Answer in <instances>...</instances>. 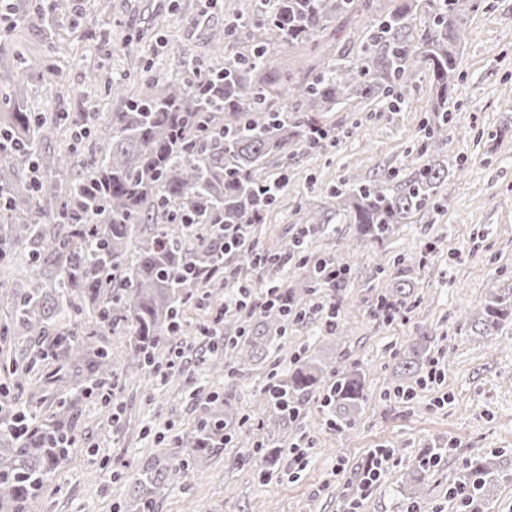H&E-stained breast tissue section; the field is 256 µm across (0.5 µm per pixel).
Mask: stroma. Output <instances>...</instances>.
<instances>
[{
	"label": "stroma",
	"mask_w": 512,
	"mask_h": 512,
	"mask_svg": "<svg viewBox=\"0 0 512 512\" xmlns=\"http://www.w3.org/2000/svg\"><path fill=\"white\" fill-rule=\"evenodd\" d=\"M67 13L54 38L41 27L18 26L12 50L38 64L23 77L30 111L63 112L90 126L123 109L109 82L131 81L145 95L144 69L157 78L187 81L223 65L211 42L213 28L255 14L257 0H66ZM461 78L448 104L450 142L439 156L448 175L434 203L400 225L394 237L366 246L351 260L337 289L342 331L330 335L317 297L301 294L309 310L289 325L285 346L258 365L227 378L204 374L211 349L199 334L224 301L208 291L185 310V352L169 381L122 379L113 400L83 399L75 426L85 443L59 469L32 512H126L139 467L179 455L202 413H223L222 394L232 389L240 414L280 444L284 452L272 480L260 476L261 453L233 442L185 483L171 488L155 512H457L448 490L470 460L491 462L502 474L490 512H512V326L494 336L475 335L465 318L476 313L491 289L512 285V0H485L470 13L459 51ZM58 67L61 83L46 85L42 70ZM428 73H419L400 106L355 98L319 113L335 141L318 151L270 160L264 177L287 174L288 183L263 223L256 248L275 253L310 227L311 258L335 261L355 227L347 214L329 213L308 225L310 208L325 189L344 179L368 181L401 168L418 152L423 126L434 118ZM404 258L412 266L406 305L394 321L375 316L379 293L395 286L377 266ZM431 340L420 371L404 374L401 362L421 337ZM336 368L366 373L368 400L353 428L334 426L322 394H314L295 422L275 424L262 401L271 372L287 374L299 354ZM301 446L304 468L288 451ZM439 453L424 469L420 498L406 482L427 449ZM377 464L379 479L364 484Z\"/></svg>",
	"instance_id": "stroma-1"
}]
</instances>
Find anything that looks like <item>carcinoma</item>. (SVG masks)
Masks as SVG:
<instances>
[{
  "instance_id": "1",
  "label": "carcinoma",
  "mask_w": 512,
  "mask_h": 512,
  "mask_svg": "<svg viewBox=\"0 0 512 512\" xmlns=\"http://www.w3.org/2000/svg\"><path fill=\"white\" fill-rule=\"evenodd\" d=\"M373 3L273 0L246 41L224 58V67L192 81L172 80L97 124L94 132L105 143L74 178L34 177L49 164L67 172L79 141L47 161L38 140L67 126L69 116L29 112L17 70L0 66V255L28 271L27 286L14 289L10 317L0 323V363L20 391L45 363L54 366L47 384L84 381L45 411L17 407L0 392V512H31L43 486L78 449L74 416L82 398L128 374L172 373L163 352L173 341V323L205 285L184 269L224 267L214 246L218 225L253 224L279 197L259 192L271 183L261 177L268 159L316 148L307 138L309 125L289 120L275 104L278 90L288 89L294 112H328L350 98L373 95L401 104L423 66L431 73L435 97L421 152L434 153L448 143V92L458 71V44L467 15L479 10L482 0H396L367 30L353 32L354 57L338 54L309 70L262 69L269 45L315 51L336 25L370 13ZM424 10L429 21L416 37L413 22ZM443 177L429 159L402 181L396 170L371 183L344 180L323 195L308 222L323 224L332 211L348 213L356 237L346 253L353 254L394 236L398 225L428 205ZM302 267L303 288L324 287L319 265ZM262 316L276 326L275 334L246 332L230 339L225 347L234 364L265 359L281 344L293 314L276 304ZM467 323L479 336H493L512 323V288L490 292ZM118 329L128 338L120 354L100 340ZM19 339L30 343L22 355L15 349ZM295 364L287 377L272 378L275 395L267 400L275 419H296L306 399L322 390L336 426L352 427L368 398L361 370L347 369L329 383L327 368L311 358L299 356ZM238 420L227 391L224 418L200 417L184 454L139 469L131 512H153L174 481L224 450ZM239 437L268 462L282 452L249 429ZM499 479L488 462H469L459 484L468 493L459 507L489 512Z\"/></svg>"
}]
</instances>
